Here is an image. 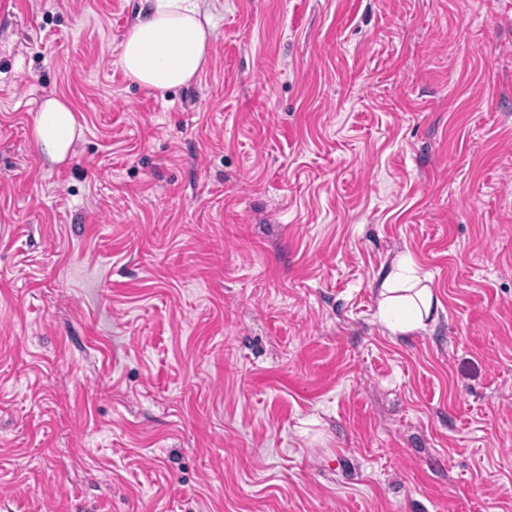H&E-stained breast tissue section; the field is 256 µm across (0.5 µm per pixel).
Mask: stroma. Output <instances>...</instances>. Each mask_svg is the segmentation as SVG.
Returning <instances> with one entry per match:
<instances>
[{
	"mask_svg": "<svg viewBox=\"0 0 512 512\" xmlns=\"http://www.w3.org/2000/svg\"><path fill=\"white\" fill-rule=\"evenodd\" d=\"M203 6L158 92L141 0H0V512H512V0ZM202 0H145L122 44L127 78L164 92L187 86L208 63L213 22ZM79 132L70 102L47 95L32 122L31 135L36 150L51 162H62L68 156ZM410 256H401L381 276L378 289L379 318L393 334H406L426 327L439 306L430 288L424 285Z\"/></svg>",
	"mask_w": 512,
	"mask_h": 512,
	"instance_id": "stroma-1",
	"label": "stroma"
}]
</instances>
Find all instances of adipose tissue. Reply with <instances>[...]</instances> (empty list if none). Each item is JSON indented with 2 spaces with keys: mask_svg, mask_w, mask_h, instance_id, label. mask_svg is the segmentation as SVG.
Listing matches in <instances>:
<instances>
[{
  "mask_svg": "<svg viewBox=\"0 0 512 512\" xmlns=\"http://www.w3.org/2000/svg\"><path fill=\"white\" fill-rule=\"evenodd\" d=\"M212 29V17L201 0H145L124 38L120 64L130 81L155 91L189 85L207 66ZM78 132L70 102L46 96L31 127L36 150L62 162ZM377 289L379 318L394 334L425 328L439 306L406 255L386 269Z\"/></svg>",
  "mask_w": 512,
  "mask_h": 512,
  "instance_id": "adipose-tissue-1",
  "label": "adipose tissue"
}]
</instances>
